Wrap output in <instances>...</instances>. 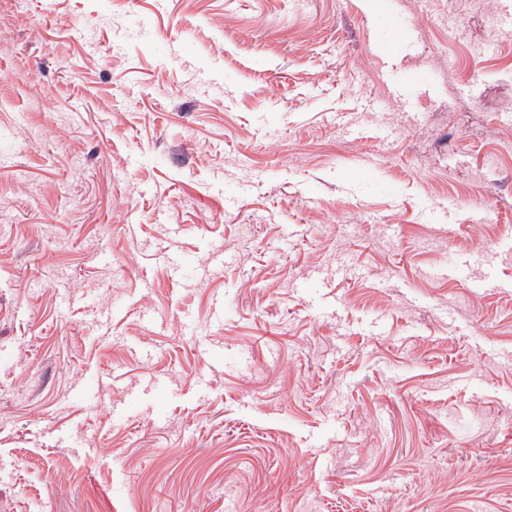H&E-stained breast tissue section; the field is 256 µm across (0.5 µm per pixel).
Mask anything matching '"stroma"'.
I'll return each instance as SVG.
<instances>
[{
  "instance_id": "35a3bbf8",
  "label": "stroma",
  "mask_w": 512,
  "mask_h": 512,
  "mask_svg": "<svg viewBox=\"0 0 512 512\" xmlns=\"http://www.w3.org/2000/svg\"><path fill=\"white\" fill-rule=\"evenodd\" d=\"M504 9L0 0V512H512Z\"/></svg>"
}]
</instances>
